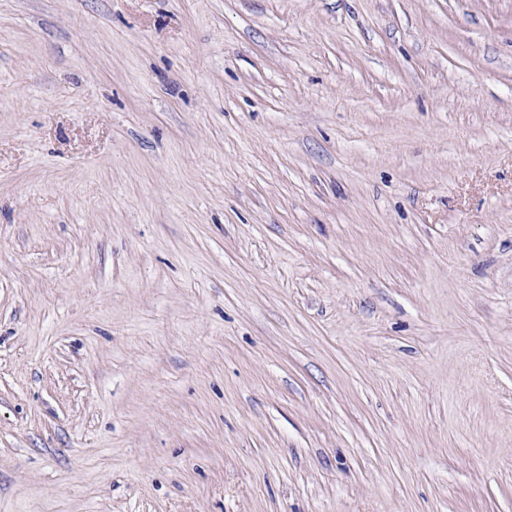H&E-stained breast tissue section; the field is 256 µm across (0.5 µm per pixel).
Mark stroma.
Returning <instances> with one entry per match:
<instances>
[{"label":"stroma","mask_w":512,"mask_h":512,"mask_svg":"<svg viewBox=\"0 0 512 512\" xmlns=\"http://www.w3.org/2000/svg\"><path fill=\"white\" fill-rule=\"evenodd\" d=\"M0 512H512V0H0Z\"/></svg>","instance_id":"stroma-1"}]
</instances>
